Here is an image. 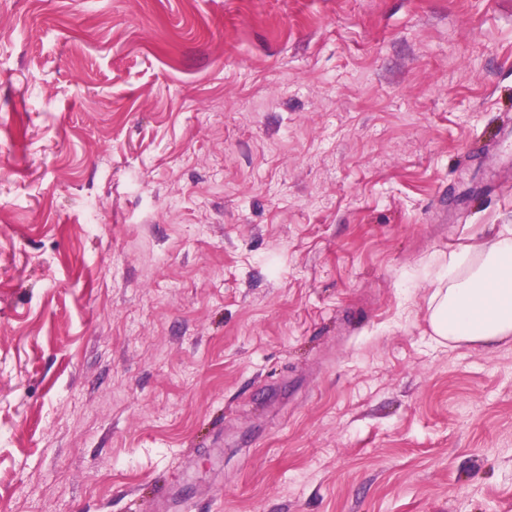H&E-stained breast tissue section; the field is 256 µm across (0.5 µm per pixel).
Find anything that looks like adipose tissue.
Segmentation results:
<instances>
[{
    "mask_svg": "<svg viewBox=\"0 0 512 512\" xmlns=\"http://www.w3.org/2000/svg\"><path fill=\"white\" fill-rule=\"evenodd\" d=\"M430 325L440 341L492 345L512 337V227H502L477 261L450 257L433 283Z\"/></svg>",
    "mask_w": 512,
    "mask_h": 512,
    "instance_id": "obj_1",
    "label": "adipose tissue"
}]
</instances>
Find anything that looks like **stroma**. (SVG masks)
Listing matches in <instances>:
<instances>
[{
	"instance_id": "1",
	"label": "stroma",
	"mask_w": 512,
	"mask_h": 512,
	"mask_svg": "<svg viewBox=\"0 0 512 512\" xmlns=\"http://www.w3.org/2000/svg\"><path fill=\"white\" fill-rule=\"evenodd\" d=\"M512 0H0V512H512ZM430 325L440 341L494 345L512 335V227L504 225L478 260L451 256L433 282Z\"/></svg>"
}]
</instances>
